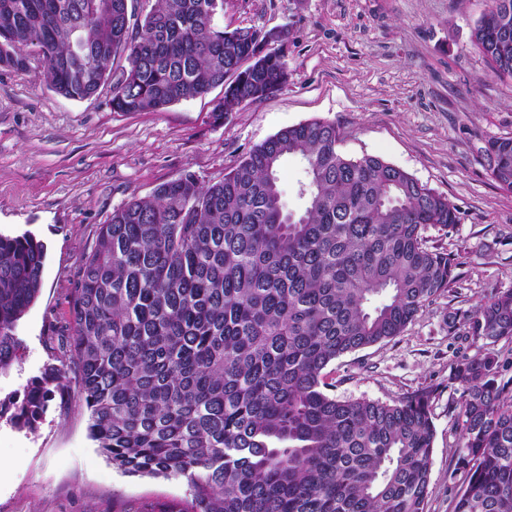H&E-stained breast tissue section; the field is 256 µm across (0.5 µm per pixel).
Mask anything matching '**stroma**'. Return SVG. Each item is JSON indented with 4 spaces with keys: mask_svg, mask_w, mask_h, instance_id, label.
<instances>
[{
    "mask_svg": "<svg viewBox=\"0 0 512 512\" xmlns=\"http://www.w3.org/2000/svg\"><path fill=\"white\" fill-rule=\"evenodd\" d=\"M489 0H224L219 25L282 27L287 88L215 123L223 96L160 112H116L102 87L85 100L47 87L40 63L0 69V233L32 232L46 247L43 286L20 320L21 357L0 373V399L22 398L46 365L65 359L69 292L98 225L132 198L196 174L223 178L257 144L312 120L335 123L339 150L373 155L446 196L457 224L429 228V245L457 266L447 291L394 339L345 354L327 368L340 399L393 402L437 387L436 437L426 512H453L461 488L449 468L460 442L450 380L461 356L484 353L448 325L512 288V193L491 178L487 140L512 136V80L490 73L470 42ZM52 401L37 428L0 418V512H166L188 498L186 481L130 477L88 437L78 385Z\"/></svg>",
    "mask_w": 512,
    "mask_h": 512,
    "instance_id": "1",
    "label": "stroma"
}]
</instances>
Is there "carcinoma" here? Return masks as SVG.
<instances>
[{
  "instance_id": "obj_1",
  "label": "carcinoma",
  "mask_w": 512,
  "mask_h": 512,
  "mask_svg": "<svg viewBox=\"0 0 512 512\" xmlns=\"http://www.w3.org/2000/svg\"><path fill=\"white\" fill-rule=\"evenodd\" d=\"M223 8L155 0L133 22L128 0H0V68L38 60L48 88L71 100L110 82L115 112H158L220 86L212 115L222 121L289 77L285 51L260 53L257 26L216 24ZM470 41L512 78V0H490ZM338 140L328 121L291 126L219 181L183 173L114 209L71 289L68 359L9 402L11 424L35 429L49 402H67L72 373L88 435L114 469L187 482L190 499L167 512H426L435 389L344 400L325 377L448 291L454 258L425 233L458 223L457 210L379 157L343 155ZM482 152L512 192V137ZM290 158L306 176L298 214L279 187ZM45 259L34 235L0 233V372L20 357L17 326L40 295ZM448 324L512 343V288ZM498 376L491 351L453 368L454 512H512V390Z\"/></svg>"
}]
</instances>
